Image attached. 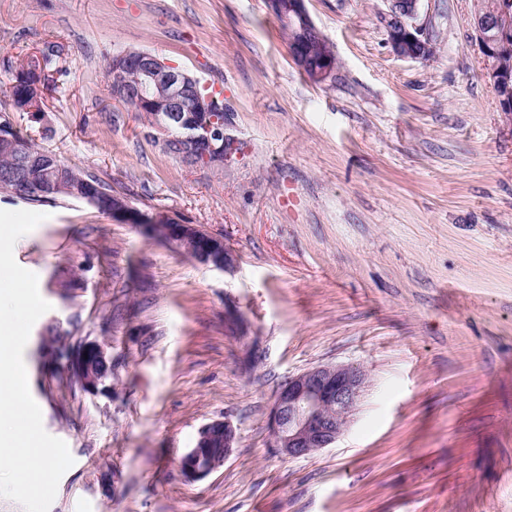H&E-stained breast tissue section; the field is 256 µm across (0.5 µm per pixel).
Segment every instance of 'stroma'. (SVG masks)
<instances>
[{"instance_id": "stroma-1", "label": "stroma", "mask_w": 512, "mask_h": 512, "mask_svg": "<svg viewBox=\"0 0 512 512\" xmlns=\"http://www.w3.org/2000/svg\"><path fill=\"white\" fill-rule=\"evenodd\" d=\"M337 66L293 62L264 0H0V111L20 64L59 55L17 130L142 211L220 234L225 270L75 200L14 246L50 311L24 351L73 465L49 512H512V113L474 0H422L428 60L393 54L387 0H306ZM155 53L222 90L221 168L189 166L112 96L106 60ZM112 357L85 393L78 345ZM367 376L332 447L289 459L278 387L317 365ZM230 418L223 466L178 468ZM238 436L232 422L226 418L214 420L204 425L192 448H189L179 461L182 476L190 481L203 479L234 453ZM213 448H223L215 451Z\"/></svg>"}]
</instances>
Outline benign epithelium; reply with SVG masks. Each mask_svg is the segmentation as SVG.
I'll return each mask as SVG.
<instances>
[{
  "label": "benign epithelium",
  "mask_w": 512,
  "mask_h": 512,
  "mask_svg": "<svg viewBox=\"0 0 512 512\" xmlns=\"http://www.w3.org/2000/svg\"><path fill=\"white\" fill-rule=\"evenodd\" d=\"M421 0H389L388 9L379 15L393 53L403 59L427 57L429 45L421 29L414 24ZM268 11L285 26L298 29L303 40L289 44L295 64L310 78H327L336 65L329 55L315 62L307 42L320 36L306 7V0H265ZM473 30L482 50L486 76L493 86L500 111L512 112V3L499 0L483 13L474 14ZM134 68L142 76L133 85L119 78L112 82V96L119 102L133 101L141 111L151 112L150 136L173 148V155L192 165L201 160L205 166L221 168L228 145L224 126L210 117L213 97L202 92L199 81L151 53L135 57L128 53L112 56V72L120 75ZM33 174L28 176L30 189L41 192L53 180L56 171L40 157L26 160ZM112 219L123 224H136L145 233L156 234L164 224L166 239L182 247L199 263L224 270L233 261L224 237L200 224L176 220L167 212H142L121 196H112L109 209ZM71 372L81 388L96 394L106 388L112 376V358L106 349L94 342L81 345L71 361ZM366 375L344 365H319L288 377L276 392L268 417V428L276 451L297 459L334 444L345 430L365 387ZM238 436L226 418L204 425L192 448L179 461L182 476L200 480L234 453Z\"/></svg>",
  "instance_id": "7a95c632"
}]
</instances>
